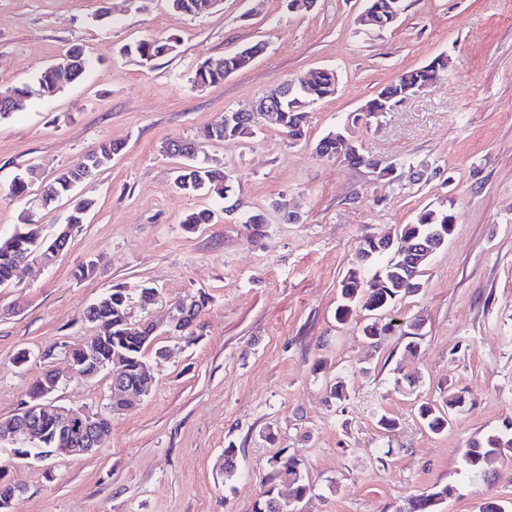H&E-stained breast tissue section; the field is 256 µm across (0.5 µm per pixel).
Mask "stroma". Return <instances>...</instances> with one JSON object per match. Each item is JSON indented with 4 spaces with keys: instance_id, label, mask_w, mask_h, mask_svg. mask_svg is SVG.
<instances>
[{
    "instance_id": "obj_1",
    "label": "stroma",
    "mask_w": 512,
    "mask_h": 512,
    "mask_svg": "<svg viewBox=\"0 0 512 512\" xmlns=\"http://www.w3.org/2000/svg\"><path fill=\"white\" fill-rule=\"evenodd\" d=\"M396 25H361L362 0H317L308 12L288 0H216L189 16L169 0H0V88L32 83L74 43L89 66L51 97L31 98L0 119V237L34 215L42 238L68 221L62 201L45 210L39 188L8 194L36 166L53 179L102 142L122 143L75 193L95 205L51 264L20 267L0 286V416L28 399L65 347L89 336L85 308L109 287L126 288L134 320L156 323L168 357L152 365L153 386L114 416L99 452L19 459L0 443V467L19 486L9 512H254L287 450L302 460L311 490L298 512H408L411 499L455 486L436 512H481L493 501L512 512V448L471 478L463 455L489 433L512 436V0H405ZM174 41L143 62L125 54L145 39ZM265 52L224 82L198 87L196 69L256 41ZM447 55L448 69L371 125L353 115L397 73ZM336 70L332 97L309 106L307 139L289 144L271 126L205 145L236 180L237 194L266 224L260 238L242 223L195 231L193 211L222 209L214 194L173 185L170 139H195L225 112L309 70ZM347 128L366 156L397 165V180L321 157L316 143ZM441 170L415 182L411 163ZM450 205L454 228L421 278L423 287L390 310L421 324L417 349L393 330L375 339L362 312L337 320L340 283L361 240ZM299 222L289 223L285 211ZM103 257L80 279V265ZM156 289L148 306L142 288ZM205 299L194 340L167 326L174 302ZM29 362L16 366L18 352ZM113 370L62 384L59 405L103 411ZM343 381L347 397L331 399ZM464 411L442 433L418 415L421 403ZM397 428L381 427V416ZM240 473L224 478V450Z\"/></svg>"
}]
</instances>
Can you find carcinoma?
Listing matches in <instances>:
<instances>
[{
  "label": "carcinoma",
  "instance_id": "obj_1",
  "mask_svg": "<svg viewBox=\"0 0 512 512\" xmlns=\"http://www.w3.org/2000/svg\"><path fill=\"white\" fill-rule=\"evenodd\" d=\"M170 2L174 10L197 16L206 13L213 0ZM404 2L405 0H364V11L380 14L385 19L383 28L386 29L394 26L392 17H399L406 10ZM169 46V39L143 40L127 47L126 52L148 61L168 53ZM264 51L265 44L257 42L224 56V67L220 70H212L202 65L195 71L193 82L199 87L221 82L225 77L246 68ZM79 59L84 61L86 56L83 47L74 44L67 49L58 64L41 73L35 85L0 89V95L7 94L11 98L7 106L0 107V119L22 110L33 96H51L65 85L78 80L83 72L69 69L65 64L69 60L75 62ZM447 68L448 64L444 63L437 69L426 65L400 72L381 87L366 105L370 106L384 96L396 104L403 99L406 87L431 85ZM292 82L295 83L294 93L288 97L283 111L275 113L272 120L279 132L288 135V141L295 144L306 136L307 108L316 101L335 94L337 76L332 69H314L292 79ZM261 119L263 116L260 112H234L231 120L223 118L207 127L203 131L202 139L205 142L224 141L251 135ZM122 149V144L118 142H103L98 150L86 156L83 164L60 171L40 192L41 207L48 209L58 200L72 196L77 184L100 166L101 159L118 154ZM315 150L321 156H336L352 166H372L379 177H389L395 171L393 164L380 159L373 161L365 156L356 142L344 132H329L317 143ZM163 152L184 160L175 178L178 190L187 194L213 192L224 199L226 209L235 203L232 179L217 160L206 155L200 156L201 150L194 141L169 140L163 145ZM37 182H42L40 174L36 167L30 166L13 180L10 193L13 196H24ZM93 206L94 201L90 199H73L68 224L75 227L84 223L87 212ZM215 218L217 213L214 210L202 209L188 215L183 226L191 231L202 224L212 223ZM453 224L452 212L445 209H426L419 214L416 223L400 225L392 237H366L359 249L357 267L349 270L341 281V302L336 309L337 320L348 319L358 307L370 313L384 312L394 307L396 301L417 294V291L409 288L407 282L412 277L415 282H420V276L423 275L430 257L412 250V245L428 241L436 229L444 225L451 228ZM67 245L66 240L59 244H47L27 230L26 225H17L11 236L0 238V285L11 281L18 263L22 260L29 257L33 260L41 258L50 261ZM365 288L369 289L366 295L363 294ZM129 303L130 298L124 288L110 287L96 301V305L88 306L83 312V318L93 325V334L85 342L68 347L65 352L69 364L81 374L95 377L112 365L118 364L122 368L121 383L112 385V403L108 411L97 414L96 427L105 434L111 430L113 415L133 408L137 402L149 395L150 381L146 373L148 364L145 361V352L151 347L154 348V358L158 364L167 358L165 348L153 347L155 325L152 322H130ZM204 305L203 299L189 305L177 303L174 307L175 314L169 321L170 329L188 339L193 338L192 327ZM58 378L59 374L56 372L46 371L34 382L29 396L43 393L48 387L55 385ZM464 404V397L456 394L448 399V409L441 410L425 402L419 406V414L430 431L440 433L448 429L451 410L461 408ZM33 428L42 441V447L60 450L71 447V435L57 428L52 415L48 414L38 420ZM506 447H512V439L505 440L497 434L487 436L482 442L471 443L464 454L466 473L474 476L483 473L490 460ZM274 459L276 463L272 466L268 487L262 493V500L258 502L255 512H289L287 502L281 500L276 492L279 485L288 486L289 498L295 501L302 499L309 490L302 463L298 458L279 452ZM15 492L16 486L4 480L0 473V512H7Z\"/></svg>",
  "mask_w": 512,
  "mask_h": 512
}]
</instances>
